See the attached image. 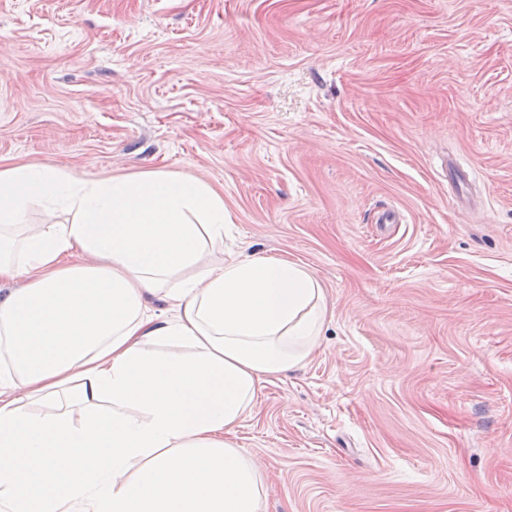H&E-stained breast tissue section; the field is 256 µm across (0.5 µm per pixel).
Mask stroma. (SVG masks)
Masks as SVG:
<instances>
[{
  "mask_svg": "<svg viewBox=\"0 0 512 512\" xmlns=\"http://www.w3.org/2000/svg\"><path fill=\"white\" fill-rule=\"evenodd\" d=\"M26 163L200 179L320 280L233 435L266 512H512V0H0Z\"/></svg>",
  "mask_w": 512,
  "mask_h": 512,
  "instance_id": "stroma-1",
  "label": "stroma"
}]
</instances>
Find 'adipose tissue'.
I'll list each match as a JSON object with an SVG mask.
<instances>
[{
	"label": "adipose tissue",
	"mask_w": 512,
	"mask_h": 512,
	"mask_svg": "<svg viewBox=\"0 0 512 512\" xmlns=\"http://www.w3.org/2000/svg\"><path fill=\"white\" fill-rule=\"evenodd\" d=\"M224 220L197 179L0 166V512H263L231 436L327 306L298 262L225 256Z\"/></svg>",
	"instance_id": "obj_1"
}]
</instances>
